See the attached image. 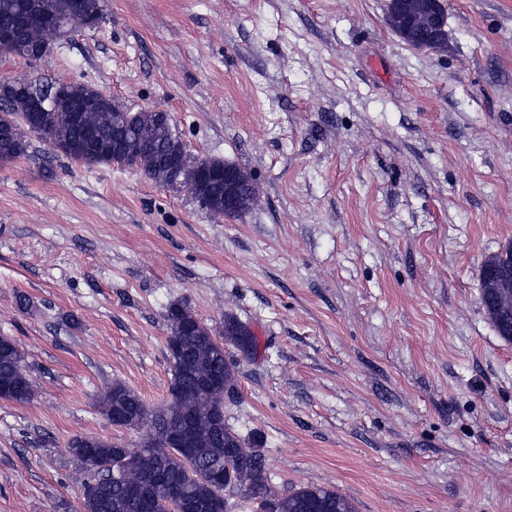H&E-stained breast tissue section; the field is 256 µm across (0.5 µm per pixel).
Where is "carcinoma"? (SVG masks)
<instances>
[{"instance_id": "1", "label": "carcinoma", "mask_w": 512, "mask_h": 512, "mask_svg": "<svg viewBox=\"0 0 512 512\" xmlns=\"http://www.w3.org/2000/svg\"><path fill=\"white\" fill-rule=\"evenodd\" d=\"M69 0H0V32L11 34L23 48L18 57L31 62L54 45L64 28L88 27V18L102 20L99 0H79L75 12ZM35 111L30 91L0 83V159L9 161L27 154L28 143L15 135L22 115ZM31 132L53 150L78 162L96 165L124 164L137 141L153 144L143 160L144 173L166 185L174 179L162 160L185 146L172 131L167 113L142 109L126 112L99 111L96 88L77 84V103L63 104L54 112H39ZM214 210H224V179L214 178L201 190ZM169 361L172 367L170 400L149 411L142 398L120 382H114L99 400L109 419L124 428L146 429L138 448L119 443L76 437L69 452L87 474L82 485L80 512H147L137 489L154 472L165 474L156 498L174 507L189 503L188 512H232L231 495L247 492L262 512H356L354 504L338 491L310 484L279 493L265 468L263 442L243 438L224 416V396L234 392L236 375L224 351V338L242 354L256 350L255 337L233 315L224 316V334L214 335L190 309L180 303L169 306ZM0 392L12 402L26 404L35 397L24 355L13 340L0 336ZM188 421L195 443L190 454L172 447L171 435ZM222 481L209 478L213 469Z\"/></svg>"}]
</instances>
